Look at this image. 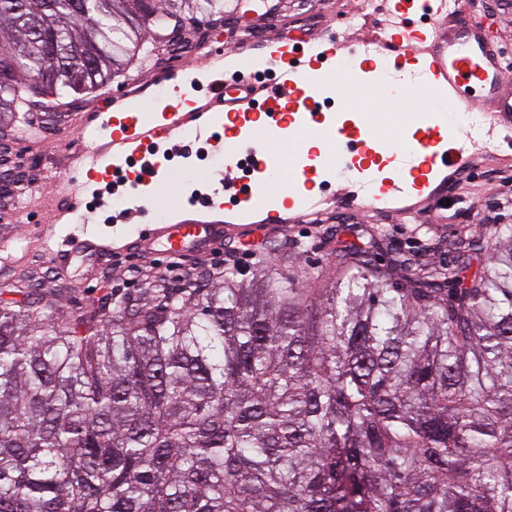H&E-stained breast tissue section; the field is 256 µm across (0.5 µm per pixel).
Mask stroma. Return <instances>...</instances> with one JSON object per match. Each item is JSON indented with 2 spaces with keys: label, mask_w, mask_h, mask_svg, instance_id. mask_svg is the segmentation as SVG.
<instances>
[{
  "label": "stroma",
  "mask_w": 512,
  "mask_h": 512,
  "mask_svg": "<svg viewBox=\"0 0 512 512\" xmlns=\"http://www.w3.org/2000/svg\"><path fill=\"white\" fill-rule=\"evenodd\" d=\"M380 4L381 0H231L223 19L184 20L181 35L186 40L219 37L230 45L247 33L261 40L282 28L295 27L316 36L330 22L341 37L354 29L376 30L382 18ZM460 10L469 19L490 24L501 37L504 63L512 66V0H461ZM145 51L144 60L133 64L126 75L78 101L76 111L34 113L30 125L15 137L12 151L25 153L31 166L14 209L0 211V241L11 253L0 263V305L18 307L40 296L76 318L87 315L102 298L133 294L157 280L174 284L211 267L213 258L208 254L170 263L138 255L118 264L109 260L93 266L75 257L60 265L35 238L34 226L54 223L66 203L60 180L79 175L74 158L82 147V129L92 117L106 115L110 103L131 88L143 91L132 99V106L148 115L161 111L169 94L162 78L172 70L182 77L185 97L205 89L200 55L175 56L165 37L152 39ZM386 99L392 118L385 129L391 143L411 137L419 121L436 115V96L421 85L391 90ZM185 143L186 152L161 165L154 182L105 199L97 209L78 206L68 212L67 223L93 224L110 234L112 215L122 211L129 227L157 224L169 215L168 209L154 202L157 188H166L186 204L197 195L221 189L223 157L201 156L194 133H187ZM447 194L448 209L433 202L413 218L383 211L361 216L336 207L309 223L260 228L245 240L250 253L239 262L243 270H252L266 257L269 241L276 240L287 244L297 264L317 271L327 268L336 250L349 245L369 250L382 263L399 253L430 269L445 268L453 264L461 240L496 224H512V139L501 135L488 140L483 151L463 165L459 179L449 180Z\"/></svg>",
  "instance_id": "obj_1"
}]
</instances>
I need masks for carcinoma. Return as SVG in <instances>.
<instances>
[{
    "label": "carcinoma",
    "mask_w": 512,
    "mask_h": 512,
    "mask_svg": "<svg viewBox=\"0 0 512 512\" xmlns=\"http://www.w3.org/2000/svg\"><path fill=\"white\" fill-rule=\"evenodd\" d=\"M0 0V127L127 71L225 0ZM423 276L344 248L326 275L0 307V512H512V224Z\"/></svg>",
    "instance_id": "carcinoma-1"
}]
</instances>
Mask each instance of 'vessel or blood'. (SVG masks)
<instances>
[{"mask_svg":"<svg viewBox=\"0 0 512 512\" xmlns=\"http://www.w3.org/2000/svg\"><path fill=\"white\" fill-rule=\"evenodd\" d=\"M415 5V0H396L386 12L381 34L355 33L341 44L334 41L333 27L325 26L331 47L311 49L304 60L294 55L296 36L276 34L265 43L267 55L278 65L277 78L270 83L229 74L226 65L235 61L241 48L216 47L204 57L209 89L203 96L169 100L151 121L124 110L113 112L109 133L92 134L78 155L84 177L68 181L69 202H79L92 185L110 182L111 170L102 164L108 156L137 159L139 167L129 173L130 181L154 178L160 164L146 154V147L179 141L190 124L198 136H205L218 114L224 117L228 135L211 141V148L223 153L230 171L239 162V141H250L254 182L234 214H225L222 204L224 194L236 189L229 178L223 191L196 201L187 217L143 225L132 237L119 233L101 238L85 226L66 235L56 224L38 227L45 252L56 258L78 246L99 261L133 253L177 259L210 252L224 239L243 237L264 222H306L313 208L309 185L320 168L299 169L276 198L267 194L265 186L287 165L295 144L313 137L331 153L354 157L357 174L337 198L351 211L388 209L414 216L425 202L444 198L449 172L473 157L477 141L469 131L436 124L417 129L411 137L408 167L389 173L371 160L377 151L371 126L349 119L328 122L320 111V87L330 81L332 69L341 67V54L348 52L360 57L355 77L373 81L379 92L368 111H385L382 94L389 80L406 77L437 90L454 111L480 115L491 128L512 132V71L501 60L496 35L481 22L449 14L448 0H424L428 26L410 27L406 18Z\"/></svg>","mask_w":512,"mask_h":512,"instance_id":"b4317fda","label":"vessel or blood"}]
</instances>
